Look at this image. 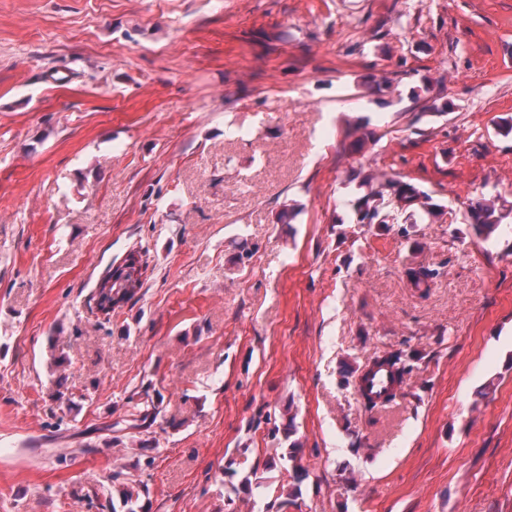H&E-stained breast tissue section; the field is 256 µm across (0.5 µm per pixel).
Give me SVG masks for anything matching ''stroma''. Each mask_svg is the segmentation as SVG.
Segmentation results:
<instances>
[{
  "mask_svg": "<svg viewBox=\"0 0 512 512\" xmlns=\"http://www.w3.org/2000/svg\"><path fill=\"white\" fill-rule=\"evenodd\" d=\"M510 120L512 0H0V512H512V232L344 221L512 225ZM360 186L366 187L367 191L352 201L353 222L350 224L372 227L371 224L458 223L456 210L436 202L432 194L401 177L380 181L373 174H368ZM389 206L393 210L384 212ZM462 219L470 224L478 238L488 241L501 226L503 217L496 214L494 205L477 202L468 207ZM359 397H372L375 405L382 404L390 396H396L407 387L406 379L399 380L388 365L373 362L364 367L360 373Z\"/></svg>",
  "mask_w": 512,
  "mask_h": 512,
  "instance_id": "1",
  "label": "stroma"
}]
</instances>
